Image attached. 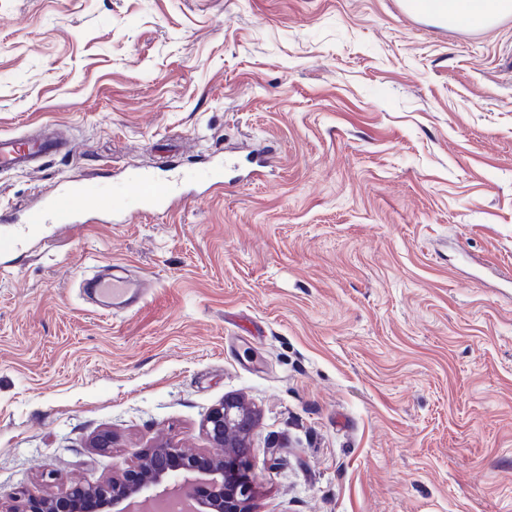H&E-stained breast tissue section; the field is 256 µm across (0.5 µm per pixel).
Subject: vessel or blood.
<instances>
[{
    "label": "vessel or blood",
    "instance_id": "obj_1",
    "mask_svg": "<svg viewBox=\"0 0 512 512\" xmlns=\"http://www.w3.org/2000/svg\"><path fill=\"white\" fill-rule=\"evenodd\" d=\"M57 151L56 143L49 138L23 145L16 138L0 136V171L29 168L33 158L47 157ZM182 179L174 177L161 180L151 174H138L133 184L125 186L112 197V211L128 214L143 208L170 209L181 197ZM102 196L94 183L81 182L78 188H54L45 197L43 205L35 208L27 223H13L11 217L0 213V223L7 225L6 233H0V251L21 249L27 241L32 225L58 230L72 224L80 206L101 202ZM93 293L113 310L122 311L144 300L147 290L140 281L123 276L101 278L93 282Z\"/></svg>",
    "mask_w": 512,
    "mask_h": 512
}]
</instances>
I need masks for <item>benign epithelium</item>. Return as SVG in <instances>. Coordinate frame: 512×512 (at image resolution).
Returning a JSON list of instances; mask_svg holds the SVG:
<instances>
[{
    "label": "benign epithelium",
    "mask_w": 512,
    "mask_h": 512,
    "mask_svg": "<svg viewBox=\"0 0 512 512\" xmlns=\"http://www.w3.org/2000/svg\"><path fill=\"white\" fill-rule=\"evenodd\" d=\"M258 411L227 396L213 408L204 431L224 455L213 457L174 443L136 453L137 462L96 487L78 484L65 494L30 499L22 512H159L169 497L189 505V512H253L255 483L252 431ZM160 492L147 494L157 486Z\"/></svg>",
    "instance_id": "1"
}]
</instances>
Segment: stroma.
Here are the masks:
<instances>
[{
  "label": "stroma",
  "instance_id": "1",
  "mask_svg": "<svg viewBox=\"0 0 512 512\" xmlns=\"http://www.w3.org/2000/svg\"><path fill=\"white\" fill-rule=\"evenodd\" d=\"M46 127L61 151L0 173L19 222L56 181L273 155L0 254V507L135 448L210 450L201 423L236 396L260 411L254 512H512V16L0 0V136ZM115 264L151 284L128 314L82 287Z\"/></svg>",
  "mask_w": 512,
  "mask_h": 512
}]
</instances>
